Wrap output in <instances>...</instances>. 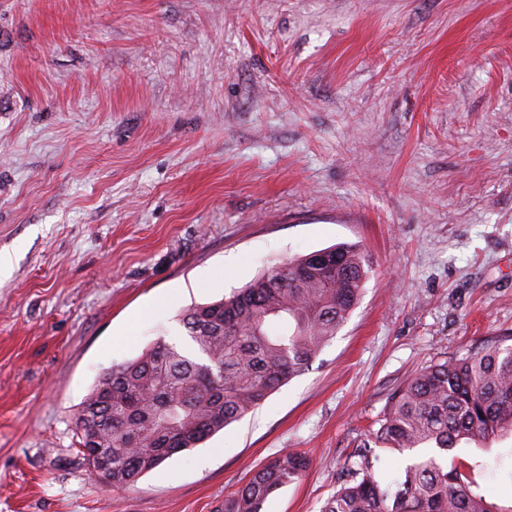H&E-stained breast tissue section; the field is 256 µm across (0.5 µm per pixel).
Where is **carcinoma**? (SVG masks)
I'll return each mask as SVG.
<instances>
[{
  "label": "carcinoma",
  "mask_w": 512,
  "mask_h": 512,
  "mask_svg": "<svg viewBox=\"0 0 512 512\" xmlns=\"http://www.w3.org/2000/svg\"><path fill=\"white\" fill-rule=\"evenodd\" d=\"M329 278L310 256L290 259L228 298L195 305L180 318L185 349L163 338L104 371L75 421L82 459L87 434L112 457V487L128 488L164 460L193 448L256 410L300 375L352 313L371 271L356 245L334 248ZM350 463L352 479L322 512H512L489 501L440 455L458 445L512 437V345L497 344L429 364L396 388ZM432 448L396 478H376V450ZM285 450L224 499V512H261L266 500L309 468Z\"/></svg>",
  "instance_id": "carcinoma-1"
}]
</instances>
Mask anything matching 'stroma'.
<instances>
[{
	"instance_id": "1",
	"label": "stroma",
	"mask_w": 512,
	"mask_h": 512,
	"mask_svg": "<svg viewBox=\"0 0 512 512\" xmlns=\"http://www.w3.org/2000/svg\"><path fill=\"white\" fill-rule=\"evenodd\" d=\"M358 244L348 320L134 486L79 452L99 375L276 263ZM0 512H321L389 395L512 334V0H0ZM494 501L512 439L459 445ZM309 466L305 455L282 451L257 468L241 490L224 499V512H261L272 494L302 476Z\"/></svg>"
}]
</instances>
